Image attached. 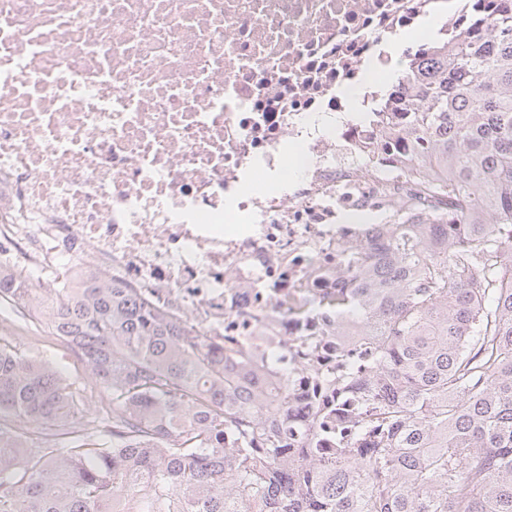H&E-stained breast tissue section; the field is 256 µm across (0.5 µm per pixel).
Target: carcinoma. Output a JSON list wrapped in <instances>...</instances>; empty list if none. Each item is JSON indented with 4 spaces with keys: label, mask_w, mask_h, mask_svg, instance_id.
Here are the masks:
<instances>
[{
    "label": "carcinoma",
    "mask_w": 512,
    "mask_h": 512,
    "mask_svg": "<svg viewBox=\"0 0 512 512\" xmlns=\"http://www.w3.org/2000/svg\"><path fill=\"white\" fill-rule=\"evenodd\" d=\"M488 27L402 77V163L448 231L393 205L343 248L319 332L208 335L93 276L39 308L0 271V300L91 369L77 386L0 338V512H512V11ZM300 371L336 399L304 420Z\"/></svg>",
    "instance_id": "obj_1"
}]
</instances>
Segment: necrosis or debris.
<instances>
[{
  "label": "necrosis or debris",
  "instance_id": "obj_1",
  "mask_svg": "<svg viewBox=\"0 0 512 512\" xmlns=\"http://www.w3.org/2000/svg\"><path fill=\"white\" fill-rule=\"evenodd\" d=\"M488 0H0V266L112 280L253 336L339 288L336 248L415 193L381 69Z\"/></svg>",
  "mask_w": 512,
  "mask_h": 512
}]
</instances>
